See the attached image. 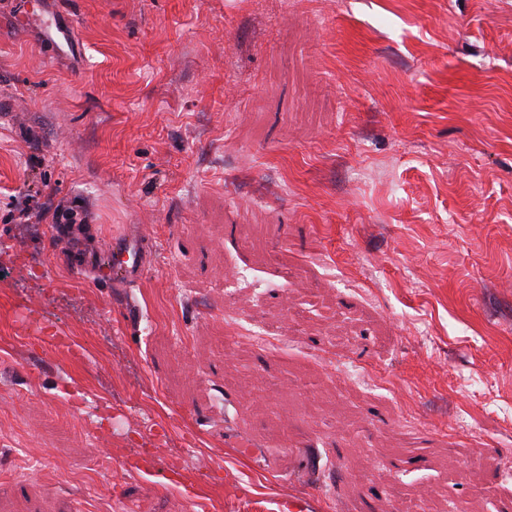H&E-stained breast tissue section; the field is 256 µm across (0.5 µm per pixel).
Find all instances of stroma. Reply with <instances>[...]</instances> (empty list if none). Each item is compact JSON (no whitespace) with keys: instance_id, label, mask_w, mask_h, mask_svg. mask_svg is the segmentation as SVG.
<instances>
[{"instance_id":"obj_1","label":"stroma","mask_w":512,"mask_h":512,"mask_svg":"<svg viewBox=\"0 0 512 512\" xmlns=\"http://www.w3.org/2000/svg\"><path fill=\"white\" fill-rule=\"evenodd\" d=\"M414 493L512 512V0H0V512ZM112 257H114L116 272L126 282L137 280L146 269V256L143 242L135 236L128 235L112 239Z\"/></svg>"}]
</instances>
